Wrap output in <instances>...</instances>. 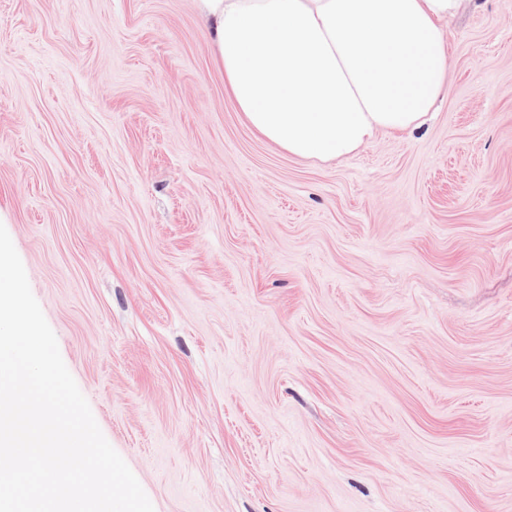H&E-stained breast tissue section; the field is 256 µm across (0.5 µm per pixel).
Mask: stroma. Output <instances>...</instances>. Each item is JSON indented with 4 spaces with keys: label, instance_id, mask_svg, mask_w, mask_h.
Segmentation results:
<instances>
[{
    "label": "stroma",
    "instance_id": "stroma-1",
    "mask_svg": "<svg viewBox=\"0 0 512 512\" xmlns=\"http://www.w3.org/2000/svg\"><path fill=\"white\" fill-rule=\"evenodd\" d=\"M314 164L194 0H0V224L155 512H512V0Z\"/></svg>",
    "mask_w": 512,
    "mask_h": 512
}]
</instances>
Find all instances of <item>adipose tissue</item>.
<instances>
[{"label": "adipose tissue", "mask_w": 512, "mask_h": 512, "mask_svg": "<svg viewBox=\"0 0 512 512\" xmlns=\"http://www.w3.org/2000/svg\"><path fill=\"white\" fill-rule=\"evenodd\" d=\"M462 0H196L224 89L252 130L327 163L421 128L448 87L443 22Z\"/></svg>", "instance_id": "obj_1"}]
</instances>
